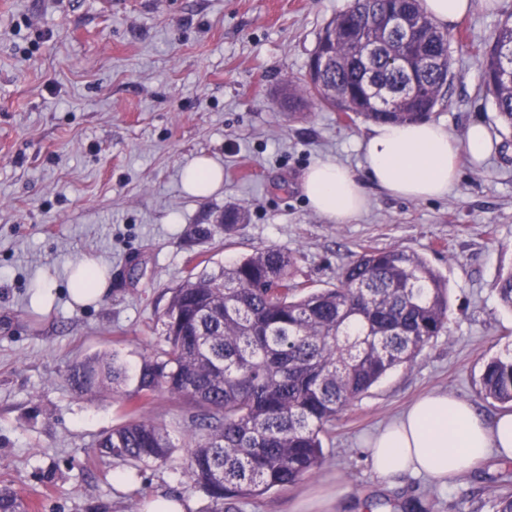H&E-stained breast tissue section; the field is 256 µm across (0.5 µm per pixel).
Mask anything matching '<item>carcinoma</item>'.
<instances>
[{
  "instance_id": "carcinoma-1",
  "label": "carcinoma",
  "mask_w": 512,
  "mask_h": 512,
  "mask_svg": "<svg viewBox=\"0 0 512 512\" xmlns=\"http://www.w3.org/2000/svg\"><path fill=\"white\" fill-rule=\"evenodd\" d=\"M394 0H351L324 26L299 84H286L281 107L312 102L342 120L373 123L425 120L448 105L446 73L426 70L386 33L379 18ZM409 18L426 21L424 51L451 67L448 33L404 0ZM480 66L502 130L512 136V23L500 24ZM293 254L269 246L231 266L189 271L171 289L162 315L163 345L143 357L136 386L116 357L72 366L80 394L125 398L127 419L105 432L98 453L123 462L162 466L174 453L168 431L146 418L140 403L156 396L188 412L200 435L191 439L184 472L209 501L230 512L237 500L293 485L324 461L322 435L348 405L392 369L413 363L446 332L448 281L423 256L402 247H364L332 288L306 290L292 280ZM512 310V270L496 281ZM478 392L512 406V353L488 359ZM0 512H26L21 495L0 484Z\"/></svg>"
}]
</instances>
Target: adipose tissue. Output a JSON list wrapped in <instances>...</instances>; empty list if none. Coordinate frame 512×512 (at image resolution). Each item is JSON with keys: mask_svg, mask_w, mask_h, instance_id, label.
<instances>
[{"mask_svg": "<svg viewBox=\"0 0 512 512\" xmlns=\"http://www.w3.org/2000/svg\"><path fill=\"white\" fill-rule=\"evenodd\" d=\"M489 147V132L479 123L471 124L459 139L433 121L378 124L364 139V175L319 162L307 170L304 189L316 211L341 224L366 207L363 179L397 197L441 198L459 177L460 153L481 158ZM223 179L222 168L207 157L196 158L182 174L185 192L201 199L218 189ZM107 285L105 267L81 262L71 274V299L78 305L99 301ZM367 448L380 481L424 476L444 484L488 457L512 460V413L487 420L466 401L430 394L376 433Z\"/></svg>", "mask_w": 512, "mask_h": 512, "instance_id": "1", "label": "adipose tissue"}]
</instances>
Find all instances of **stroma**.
Here are the masks:
<instances>
[{"instance_id":"1","label":"stroma","mask_w":512,"mask_h":512,"mask_svg":"<svg viewBox=\"0 0 512 512\" xmlns=\"http://www.w3.org/2000/svg\"><path fill=\"white\" fill-rule=\"evenodd\" d=\"M349 4L153 0L106 13L98 0H0V481L29 512H142L159 495L205 512L208 499L183 474L195 432L183 413L162 398L143 405L172 437L167 465L98 457V439L125 407L117 396L78 394L67 374L112 352L138 368L192 267L229 265L265 246L292 253L295 281L317 289L333 287L361 247L417 252L448 278L450 332L337 416L315 474L236 512H309L339 486L347 493L337 512H471V494H500L511 460L488 458L445 490L420 478L390 485L366 442L429 392L466 400L486 419L502 411L476 382L484 362L512 346V312L494 290L512 269V145L495 132L478 51L512 17V0L449 27L448 106L432 116L455 137L485 125L489 154L461 155L459 178L439 199L365 183L366 210L336 224L311 207L305 173L319 161L363 173L371 124L321 107L292 119L278 95ZM200 156L224 172L205 199L182 186ZM231 206L246 218L228 233L221 219ZM85 257L110 280L103 301L79 307L68 281ZM41 282L55 296L48 310L33 302Z\"/></svg>"}]
</instances>
